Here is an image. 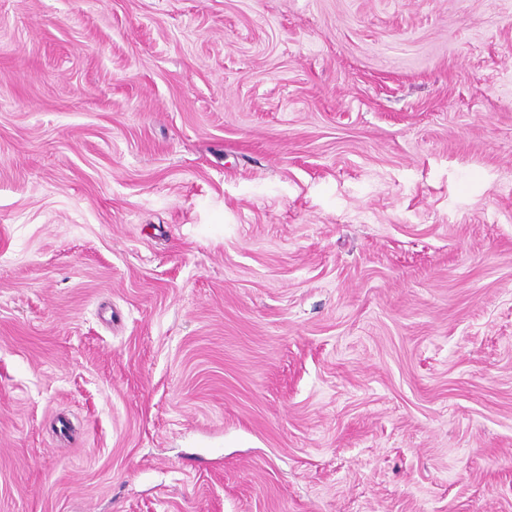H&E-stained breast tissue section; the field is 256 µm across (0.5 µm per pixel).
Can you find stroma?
I'll return each instance as SVG.
<instances>
[{
  "label": "stroma",
  "instance_id": "obj_1",
  "mask_svg": "<svg viewBox=\"0 0 512 512\" xmlns=\"http://www.w3.org/2000/svg\"><path fill=\"white\" fill-rule=\"evenodd\" d=\"M0 512H512V0H0Z\"/></svg>",
  "mask_w": 512,
  "mask_h": 512
}]
</instances>
